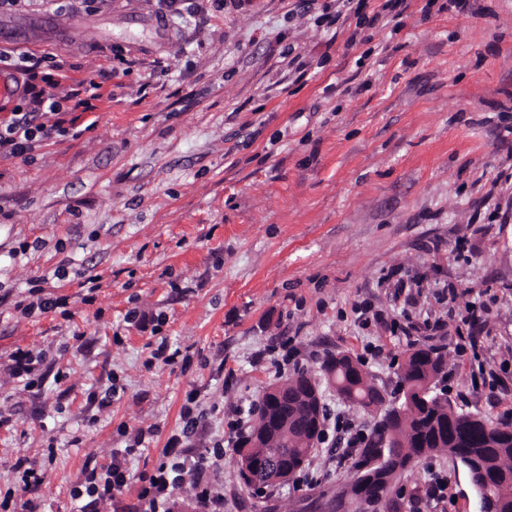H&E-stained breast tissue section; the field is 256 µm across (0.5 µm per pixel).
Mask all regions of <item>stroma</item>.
Segmentation results:
<instances>
[{
    "label": "stroma",
    "instance_id": "35a3bbf8",
    "mask_svg": "<svg viewBox=\"0 0 512 512\" xmlns=\"http://www.w3.org/2000/svg\"><path fill=\"white\" fill-rule=\"evenodd\" d=\"M382 3L342 24L337 0L0 5V28L28 34L11 55L52 56L56 97L88 79L103 94L76 135L0 155V495L16 512H80L85 470L151 428L101 510L135 512L188 397L206 455L297 369L370 429L326 382L330 353L389 394L407 352L440 347L449 398L512 420V0H406L397 24H371ZM40 297L68 306L31 309ZM365 301L380 321L353 313ZM161 342L175 362L153 358ZM18 350L40 356L28 387L9 374ZM475 358L496 388L473 384ZM357 454L319 444L297 480L257 494L228 449L212 480L224 512H326ZM26 468L45 480L15 491ZM435 472L448 498L421 512H480L445 454L414 462L405 493Z\"/></svg>",
    "mask_w": 512,
    "mask_h": 512
}]
</instances>
